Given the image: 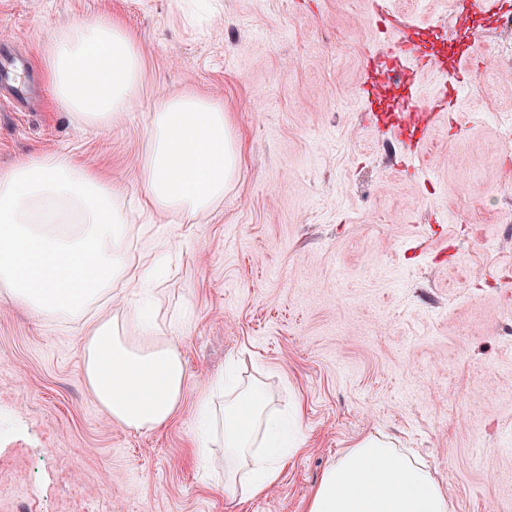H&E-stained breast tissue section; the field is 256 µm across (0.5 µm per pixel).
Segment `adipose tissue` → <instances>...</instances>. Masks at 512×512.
I'll use <instances>...</instances> for the list:
<instances>
[{"instance_id": "1", "label": "adipose tissue", "mask_w": 512, "mask_h": 512, "mask_svg": "<svg viewBox=\"0 0 512 512\" xmlns=\"http://www.w3.org/2000/svg\"><path fill=\"white\" fill-rule=\"evenodd\" d=\"M47 77L55 100L87 125L111 124L129 110L141 59L119 24L82 19L50 46ZM241 143L221 102L169 94L148 119V152L138 194L152 216L178 214L194 224L233 185ZM122 187L101 180L64 153L16 163L0 174V285L34 315L78 324L84 337L83 381L113 423L134 432L168 424L189 386L180 346L157 340L156 325L115 285L142 294L149 255L126 244ZM198 455L224 446V497L262 495L298 447L299 415L278 413L258 381L224 394L223 410L200 401ZM448 492L430 466L391 440L369 436L322 473L306 512H448Z\"/></svg>"}]
</instances>
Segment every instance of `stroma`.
<instances>
[{
	"instance_id": "obj_1",
	"label": "stroma",
	"mask_w": 512,
	"mask_h": 512,
	"mask_svg": "<svg viewBox=\"0 0 512 512\" xmlns=\"http://www.w3.org/2000/svg\"><path fill=\"white\" fill-rule=\"evenodd\" d=\"M83 18L115 19L142 58L133 106L108 129L54 101L45 58ZM435 45L419 105L455 86L422 144L368 103L367 60L401 21ZM460 23L512 41L469 0H222L204 29L175 0H0V42L40 85L26 111L0 98V171L63 152L127 193L128 244L160 264L156 320L190 386L165 427L112 423L82 380L76 324L0 289V512H305L323 470L384 434L431 465L452 512H512V59L495 84L460 80L436 32ZM222 102L239 175L200 223L152 221L136 200L146 121L163 95ZM239 361L298 407L299 451L265 494L224 499L197 460L196 406Z\"/></svg>"
}]
</instances>
